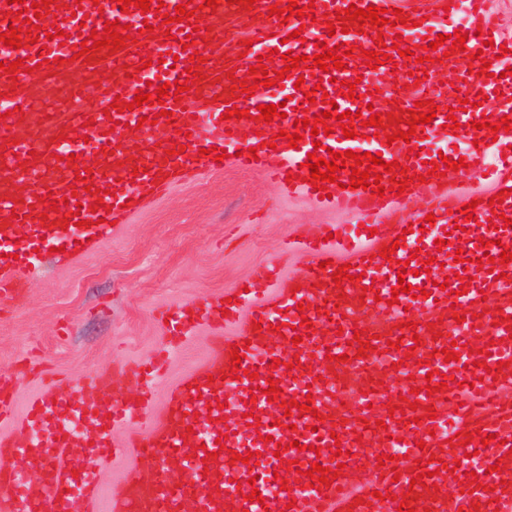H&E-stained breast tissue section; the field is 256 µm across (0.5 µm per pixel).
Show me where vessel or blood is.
<instances>
[{
	"instance_id": "vessel-or-blood-1",
	"label": "vessel or blood",
	"mask_w": 512,
	"mask_h": 512,
	"mask_svg": "<svg viewBox=\"0 0 512 512\" xmlns=\"http://www.w3.org/2000/svg\"><path fill=\"white\" fill-rule=\"evenodd\" d=\"M290 0H256L250 7L218 0L217 8L204 0L186 4L191 23H164L153 13L162 7L174 13L183 0H151L150 13L136 6L121 10L118 0H52L41 17L23 22L15 0H0V33L9 27H26L37 33V43L15 50L0 44V304L9 305L28 289L33 272L51 248L64 247L66 258L82 256L112 234V223H124L144 202L162 198L176 179L195 178L216 170L212 156L201 149L237 147L241 169L259 172L279 185L288 196L298 193L321 206L359 216L364 225L381 224L394 210L396 199L424 196L436 217L426 226L416 214L412 233L402 225L381 224V231L365 240L338 239L339 225L329 224L323 235L298 241L284 240L281 250L303 252L308 266L295 275L269 263L262 278L234 288L230 298L174 306L157 313L164 322L166 345L146 364L130 363L125 373L139 386L122 400H112L107 390L111 370L48 383L31 399L23 418L22 437L0 441V512H397L406 495L416 499L417 512H512V399H500L512 386V263L501 264L503 247H512V228L494 229L488 220L498 213L512 218V132L492 134L474 129L473 121L512 118V38L485 8V0H417L404 18L405 25L335 33L328 47L353 46L345 70H332L324 89L339 111L367 112L373 91L386 88L392 72L413 70L412 57L395 56L377 69L363 65V51L402 43L422 45L424 37L456 31L466 33L465 46L473 61L459 68V54L442 62L426 61L427 72L443 69L452 80L441 89L429 82L400 89L392 102L377 105L382 129L356 126V138H344L339 121H332L330 136H305L289 147L286 136L295 120L305 118L310 106L305 91L316 82L315 67L292 70L271 87L257 86L254 95H235L233 79L249 77L259 56L273 54L267 70H281L282 54L314 56L315 35L324 32L322 16L356 5L392 6L393 0H297L313 5L310 18L290 17L288 22L270 16V6L287 7ZM126 25L129 37L122 48L108 46L82 52V37L103 30L105 21ZM246 22L245 30L235 25ZM301 37H294V30ZM65 39H56V32ZM250 50H243V42ZM192 43L200 61L192 63L184 43ZM178 50L176 65L154 66L159 54ZM192 50V51H193ZM22 60L24 72L15 74L10 64ZM489 63L490 77L479 76L481 63ZM199 76L181 98L166 96L164 105L143 104L117 111L114 98L131 102L146 84L174 83L189 66ZM356 81V100L339 94L340 81ZM93 99L90 107L75 112H49L48 101L72 99L75 91ZM498 95L495 111L482 113L474 103L480 95ZM235 99L238 109L283 104L285 118L225 119V102ZM473 106L458 108L462 99ZM433 100L438 110L432 122L420 124L409 141H387L385 126L393 118L409 122L415 102ZM110 104L102 112V104ZM375 104V103H374ZM455 113L458 129L447 128L448 113ZM258 134L264 148L249 154L244 136ZM276 148H268V141ZM453 144L449 156L464 160L459 170L439 164L437 141ZM183 146V153L172 150ZM419 158H409V150ZM381 153L384 161L408 164L411 182L402 196L372 190L349 189L351 168H343L338 183L318 191L306 183L309 153L328 151ZM437 162V175L427 184L428 162ZM495 168L494 188L504 191L501 204L480 203L473 220L461 212L471 195L449 192L450 184ZM88 169L91 182L76 180L75 170ZM30 182L20 192L22 182ZM81 202V227L64 226L71 212L68 198ZM61 201L51 211L49 199ZM448 246L437 247L440 238ZM392 247L390 259L379 251ZM462 260L449 264L451 253ZM437 257L448 263L447 290L425 273L424 261ZM408 261L410 272L398 278L397 264ZM350 264L351 278L335 285L337 266ZM424 288L425 294L392 295L398 281ZM467 293H460V286ZM371 296H363V289ZM250 310L251 322L232 337L224 327L235 320L240 307ZM205 322L211 330L201 365L179 383L161 422H145L152 401L151 382L164 373L168 353L182 349L184 341ZM366 342L365 350L353 338ZM459 347L457 360L445 361L443 348ZM239 353L245 377L236 381V394L227 407L223 375L228 374L232 353ZM281 367H273V360ZM505 369H498V362ZM497 375H490V368ZM258 380H251V373ZM455 379L454 388H442L443 378ZM279 380L281 397L268 401L261 388L267 379ZM435 385L426 394L425 384ZM352 390L357 399L341 405L338 394ZM311 402L317 415L286 416L287 400ZM225 400V399H224ZM417 402V409L394 412L398 402ZM434 405L436 419L426 407ZM258 416L248 424L246 413ZM132 437L134 455L147 460L132 468L118 490L102 488L95 465L114 457L116 429ZM472 433L480 453L466 457L462 436ZM489 443H482V436ZM341 457H334L332 443ZM88 449L86 461L71 469L69 453ZM259 453L258 464L240 457ZM388 455L377 464L378 455ZM298 460L286 490L268 495L281 461ZM337 470L333 483H311L312 463ZM455 471H448V464ZM432 472L433 483L417 482L419 470ZM180 479H173V472ZM265 493L264 502L250 500L252 489Z\"/></svg>"
}]
</instances>
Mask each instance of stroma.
<instances>
[{
    "mask_svg": "<svg viewBox=\"0 0 512 512\" xmlns=\"http://www.w3.org/2000/svg\"><path fill=\"white\" fill-rule=\"evenodd\" d=\"M351 221L307 196H281L263 175L229 161L223 171L179 183L127 223L113 225L97 250L44 263L25 297L0 311V374L29 371L15 412L43 392L41 367L63 379L149 360L165 341L158 310L225 295L262 276L273 261L296 274L305 258L282 256L285 239ZM209 336L198 325L171 358L154 387L151 421L166 414L175 385L201 364Z\"/></svg>",
    "mask_w": 512,
    "mask_h": 512,
    "instance_id": "stroma-1",
    "label": "stroma"
}]
</instances>
